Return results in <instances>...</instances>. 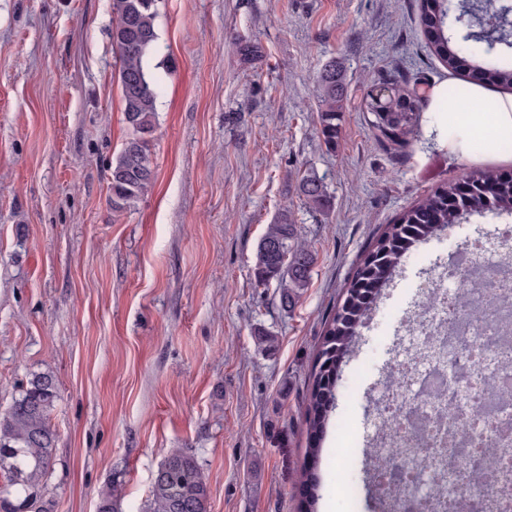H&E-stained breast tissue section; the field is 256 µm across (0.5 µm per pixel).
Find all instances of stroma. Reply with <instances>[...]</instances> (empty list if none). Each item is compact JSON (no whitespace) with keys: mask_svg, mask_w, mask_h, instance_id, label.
Instances as JSON below:
<instances>
[{"mask_svg":"<svg viewBox=\"0 0 512 512\" xmlns=\"http://www.w3.org/2000/svg\"><path fill=\"white\" fill-rule=\"evenodd\" d=\"M152 188L108 203L130 138L112 48V0H0V413L30 373L55 375L58 432L43 494L53 512H97L115 491L137 512L167 451L190 449L210 512H299L306 406L324 324L382 225L465 171L424 126L397 148L371 125L367 91L428 96L448 72L421 33L419 0H159ZM345 84L335 151L319 135V80ZM329 203L305 205L301 177ZM290 215L316 254L292 306L257 284L256 246ZM507 216L473 217L405 255L336 380L318 512H384L371 446L378 382L428 280ZM277 336L275 348L259 332ZM354 448L332 454L341 419Z\"/></svg>","mask_w":512,"mask_h":512,"instance_id":"1","label":"stroma"}]
</instances>
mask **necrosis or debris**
Here are the masks:
<instances>
[{
    "mask_svg": "<svg viewBox=\"0 0 512 512\" xmlns=\"http://www.w3.org/2000/svg\"><path fill=\"white\" fill-rule=\"evenodd\" d=\"M424 293L415 337L441 359L403 354L379 398L380 447L418 454L377 480L401 490L392 512H512V260L466 242Z\"/></svg>",
    "mask_w": 512,
    "mask_h": 512,
    "instance_id": "4bbe7bcc",
    "label": "necrosis or debris"
}]
</instances>
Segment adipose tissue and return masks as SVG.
I'll use <instances>...</instances> for the list:
<instances>
[{
  "label": "adipose tissue",
  "instance_id": "obj_1",
  "mask_svg": "<svg viewBox=\"0 0 512 512\" xmlns=\"http://www.w3.org/2000/svg\"><path fill=\"white\" fill-rule=\"evenodd\" d=\"M428 111L436 120L426 127V137L432 146L447 150L460 159H473L472 141L490 132L512 134V94L493 93L487 87L474 84L469 91L467 109H460L449 97L447 84L434 86L427 102ZM455 128V136H448V128Z\"/></svg>",
  "mask_w": 512,
  "mask_h": 512
}]
</instances>
